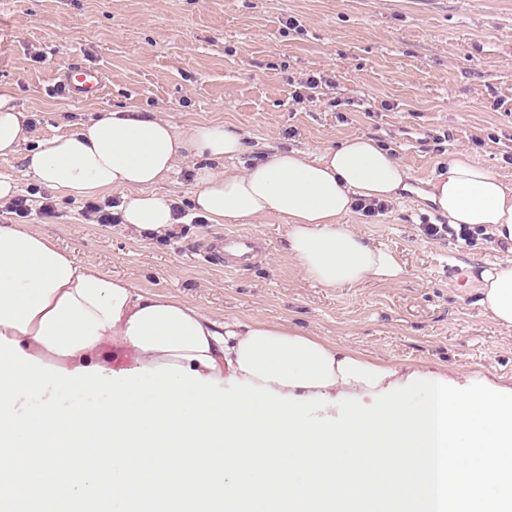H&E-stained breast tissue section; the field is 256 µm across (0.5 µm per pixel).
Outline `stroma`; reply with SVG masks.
<instances>
[{
  "label": "stroma",
  "instance_id": "1",
  "mask_svg": "<svg viewBox=\"0 0 512 512\" xmlns=\"http://www.w3.org/2000/svg\"><path fill=\"white\" fill-rule=\"evenodd\" d=\"M100 69V98L61 92L71 62ZM318 77L316 91L306 81ZM24 115V150L96 113L136 108L178 130L237 126L250 152L311 155L360 135L389 148L414 192L347 224L400 257V283L327 289L283 249L275 217L237 223L266 244L262 261L226 270L199 246L218 224H183L161 243L90 224L79 199L30 227L147 291L216 319L297 326L369 358L512 378V330L481 308L464 267L501 257L490 235L431 239L441 223L418 194L465 153L512 184V0H0V85Z\"/></svg>",
  "mask_w": 512,
  "mask_h": 512
}]
</instances>
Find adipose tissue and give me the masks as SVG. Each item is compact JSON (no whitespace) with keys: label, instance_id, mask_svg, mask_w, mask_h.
Wrapping results in <instances>:
<instances>
[{"label":"adipose tissue","instance_id":"1","mask_svg":"<svg viewBox=\"0 0 512 512\" xmlns=\"http://www.w3.org/2000/svg\"><path fill=\"white\" fill-rule=\"evenodd\" d=\"M10 100V88L0 87V156L21 154L27 172L63 196L125 190L121 222L136 235L162 238L173 231L175 201L154 187L184 155L197 165L196 214L214 224L282 219L284 249L310 282L336 289L397 283L404 274L393 251L344 223L357 200H393L411 188L408 169L374 138L351 137L314 157L278 151L245 172L226 167L219 173L216 163L248 150L234 125L178 133L126 108L99 113L24 152V116ZM421 196L452 227L487 230L504 247V258L469 265L467 277L478 283L487 315L512 329V187L457 155ZM0 334L18 341L24 353L69 371L99 365L110 342L126 352L129 370L178 364L204 377L247 379L305 397L377 393L410 374L284 324L214 319L175 296L78 265L72 253L17 224H0Z\"/></svg>","mask_w":512,"mask_h":512}]
</instances>
